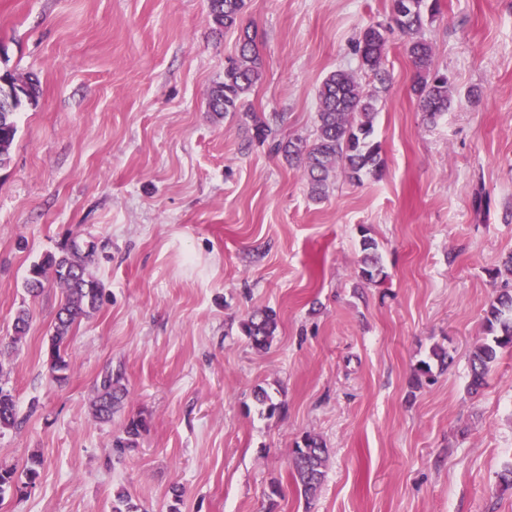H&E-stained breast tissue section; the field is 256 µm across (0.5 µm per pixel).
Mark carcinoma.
<instances>
[{
	"mask_svg": "<svg viewBox=\"0 0 512 512\" xmlns=\"http://www.w3.org/2000/svg\"><path fill=\"white\" fill-rule=\"evenodd\" d=\"M245 0H208L209 17L213 24L226 32H239L237 55L224 67V83L213 91L212 111L237 116L252 122L254 138L268 145L274 154L282 155L289 164L303 169L310 197L325 199L331 173L340 168L349 180L377 177L384 168L380 145L374 141V121L381 93L388 88L390 76L383 67L388 28L377 24L360 32L354 51L360 59V70L373 76L374 84L363 82L354 71L340 69L330 73L318 90V111L314 138L279 137L276 121L246 109L245 100L262 75L263 60L256 33L242 26ZM438 10L437 0H392V20L409 37L406 51L414 67L412 93L424 118L433 122L448 111L452 95L448 76L433 66V46L422 37L426 23ZM41 94L36 78L19 79L9 72L0 76V100L12 99L14 110L0 112V167L10 160V150L17 133L16 117L25 105H35ZM362 256L357 277L365 283H375L383 275L379 263L378 243L362 235ZM63 290V300L56 314L50 337V371L54 379L63 381L69 362L62 355L72 328L89 317L101 305L102 288L88 271L87 255L77 245L59 254L47 253L33 262L24 281L25 290L34 295L47 284ZM488 336L475 345L470 354V389L478 392L485 385L486 375L497 359V353L512 348V285L506 284L489 303L485 316ZM241 331L257 350L271 346L278 328L277 314L271 309L254 311L240 323ZM448 366V352L435 346L429 360L417 367L418 378L431 380L433 365ZM127 395L121 374L106 369L95 386L92 413L101 422L112 421ZM19 424L16 401L11 391L0 385V433ZM147 431L141 418L127 421L122 435L114 440L117 448H135ZM327 462L323 442L312 435L296 445L291 460L294 481L305 498L313 497L320 487Z\"/></svg>",
	"mask_w": 512,
	"mask_h": 512,
	"instance_id": "carcinoma-1",
	"label": "carcinoma"
}]
</instances>
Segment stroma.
<instances>
[{
  "mask_svg": "<svg viewBox=\"0 0 512 512\" xmlns=\"http://www.w3.org/2000/svg\"><path fill=\"white\" fill-rule=\"evenodd\" d=\"M438 7L422 35L448 75V112H419L391 29L374 134L384 170L332 173L316 202L250 122L211 111L237 34L215 32L208 0H0V73L42 89L0 167V386L23 420L0 433V465L43 460L0 512H112L120 492L169 512L176 487L180 512H512V351L467 391L512 254V0ZM390 13L391 0H245L264 59L247 108L276 116L283 138L312 137L323 79L357 69L358 33ZM365 234L379 284L356 276ZM73 243L104 296L71 331L58 382L62 290L33 297L24 280ZM258 308L278 316L264 351L240 329ZM436 344L452 362L417 384ZM108 368L129 394L102 423L91 401ZM261 387L283 404L269 418ZM132 416L148 433L113 448ZM308 434L328 449L309 500L289 469Z\"/></svg>",
  "mask_w": 512,
  "mask_h": 512,
  "instance_id": "1",
  "label": "stroma"
}]
</instances>
